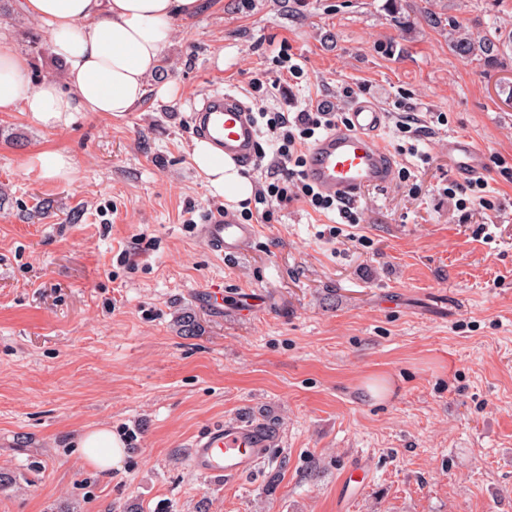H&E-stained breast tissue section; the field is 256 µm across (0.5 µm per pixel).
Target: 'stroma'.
<instances>
[{"label": "stroma", "instance_id": "stroma-1", "mask_svg": "<svg viewBox=\"0 0 512 512\" xmlns=\"http://www.w3.org/2000/svg\"><path fill=\"white\" fill-rule=\"evenodd\" d=\"M0 36L31 86L63 81L20 0ZM461 36L496 39V60L457 55ZM256 77L272 112L346 113L343 88L362 86L410 177L361 191L357 224L270 202L228 259L197 235L224 201L190 162L188 121L215 88L252 102ZM166 83L175 97L122 119L0 112V469L17 477L0 512H512V0H203L161 51L149 85ZM452 135L485 153L488 207L456 178ZM47 150L68 174L43 177ZM207 288L265 308L216 311ZM235 418L275 422L276 448L247 477L200 476L192 443ZM100 425L125 448L108 474L76 447ZM360 457L364 489L339 503ZM39 167L44 177L54 178L68 172L71 160L68 155L58 151L43 152L37 156Z\"/></svg>", "mask_w": 512, "mask_h": 512}]
</instances>
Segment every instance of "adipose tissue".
Listing matches in <instances>:
<instances>
[{
  "label": "adipose tissue",
  "mask_w": 512,
  "mask_h": 512,
  "mask_svg": "<svg viewBox=\"0 0 512 512\" xmlns=\"http://www.w3.org/2000/svg\"><path fill=\"white\" fill-rule=\"evenodd\" d=\"M201 6L202 0H23L26 13L48 27L65 81L28 89L26 59L0 39V112L19 111L51 129L69 125L76 112L125 117L147 97L148 78L174 20L195 16ZM191 162L211 194L228 205L255 192L253 182L207 141H195ZM79 445L101 469L118 465L124 453L105 427L85 433Z\"/></svg>",
  "instance_id": "1"
}]
</instances>
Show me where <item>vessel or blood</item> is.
<instances>
[{"instance_id":"1","label":"vessel or blood","mask_w":512,"mask_h":512,"mask_svg":"<svg viewBox=\"0 0 512 512\" xmlns=\"http://www.w3.org/2000/svg\"><path fill=\"white\" fill-rule=\"evenodd\" d=\"M388 121V113L374 101H355L346 124L309 145L304 168L307 180L323 195L343 200L356 199L364 188L390 183L395 165L380 142ZM190 131L237 164L247 167L258 161V127L250 106L236 95L216 90L203 98L191 112ZM448 155L460 178L478 179L487 173L484 153L469 140L449 139ZM197 231L212 251L228 258L240 255L251 244L257 227L216 210ZM272 446V436L260 426L228 419L198 437L188 459L199 475L237 479L254 473Z\"/></svg>"}]
</instances>
